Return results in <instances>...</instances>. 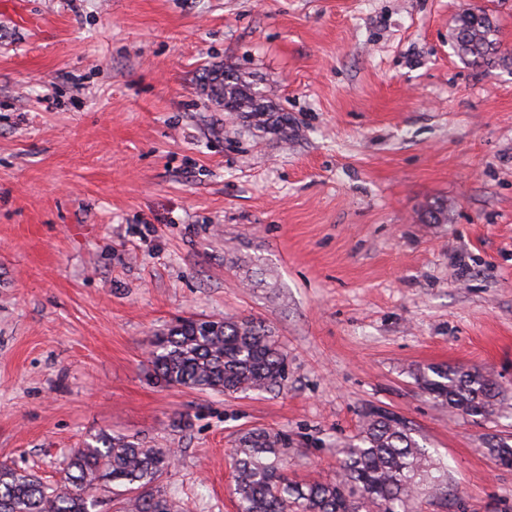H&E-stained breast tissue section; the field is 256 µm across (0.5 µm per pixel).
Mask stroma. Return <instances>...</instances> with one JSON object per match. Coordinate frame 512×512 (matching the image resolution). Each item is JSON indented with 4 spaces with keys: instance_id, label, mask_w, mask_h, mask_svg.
I'll list each match as a JSON object with an SVG mask.
<instances>
[{
    "instance_id": "1",
    "label": "stroma",
    "mask_w": 512,
    "mask_h": 512,
    "mask_svg": "<svg viewBox=\"0 0 512 512\" xmlns=\"http://www.w3.org/2000/svg\"><path fill=\"white\" fill-rule=\"evenodd\" d=\"M474 8L512 54V0H0V464L52 482L132 436L174 449L176 512H237L244 432L329 480L380 410L448 467L416 512H512L483 451L512 439V65L457 55ZM214 65L270 112L209 100ZM227 315L274 330L281 390L157 380L151 337ZM428 365L493 374L502 410L439 405Z\"/></svg>"
}]
</instances>
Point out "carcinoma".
Wrapping results in <instances>:
<instances>
[{
	"label": "carcinoma",
	"mask_w": 512,
	"mask_h": 512,
	"mask_svg": "<svg viewBox=\"0 0 512 512\" xmlns=\"http://www.w3.org/2000/svg\"><path fill=\"white\" fill-rule=\"evenodd\" d=\"M457 54L490 70L506 64L496 20L483 10L461 15L452 33ZM226 112H263L262 92L233 70L224 71L221 89ZM439 201L425 223L447 220ZM150 362L169 385L226 394L272 391L288 378V358L271 328L252 319H187L150 342ZM417 379L438 402L470 417L490 419L503 391L492 375L464 368L429 365ZM288 440L278 432L253 428L233 450L238 512H412L420 485L447 481V471L412 436L404 421L371 411L341 450L339 479L299 483L288 476L282 457ZM497 465L512 467L506 438L488 447ZM168 448H150L128 436L102 434L96 444L71 451L64 476L48 485L31 473L0 465V512H90L95 493L125 496L126 512H173L163 494L138 490L157 482L173 465Z\"/></svg>",
	"instance_id": "cac0c4a2"
}]
</instances>
